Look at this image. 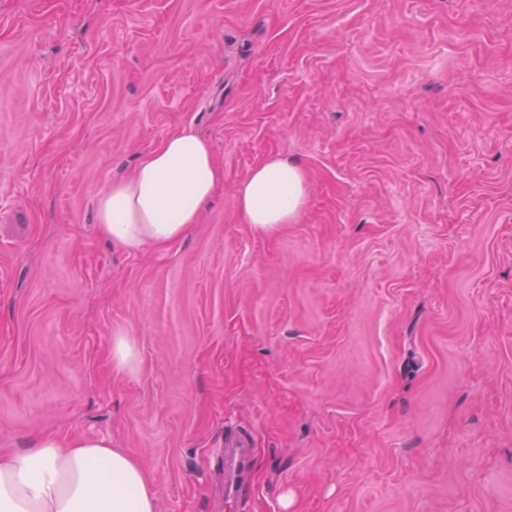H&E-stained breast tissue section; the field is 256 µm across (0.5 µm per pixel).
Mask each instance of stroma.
Instances as JSON below:
<instances>
[{
    "label": "stroma",
    "mask_w": 512,
    "mask_h": 512,
    "mask_svg": "<svg viewBox=\"0 0 512 512\" xmlns=\"http://www.w3.org/2000/svg\"><path fill=\"white\" fill-rule=\"evenodd\" d=\"M186 125L198 224L100 239ZM273 158L307 196L265 236ZM234 432L241 512H512V0H0V451L105 437L157 512H224ZM306 200V177L295 162L271 159L251 170L237 194L239 212L259 234L294 223ZM253 449L246 437L224 442V509L228 512L241 510L243 495L248 488Z\"/></svg>",
    "instance_id": "obj_1"
}]
</instances>
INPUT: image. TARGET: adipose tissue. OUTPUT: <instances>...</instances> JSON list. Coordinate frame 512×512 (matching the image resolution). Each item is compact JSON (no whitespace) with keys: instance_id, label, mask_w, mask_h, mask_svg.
<instances>
[{"instance_id":"1","label":"adipose tissue","mask_w":512,"mask_h":512,"mask_svg":"<svg viewBox=\"0 0 512 512\" xmlns=\"http://www.w3.org/2000/svg\"><path fill=\"white\" fill-rule=\"evenodd\" d=\"M223 177L210 143L182 127L98 195L96 233L130 254L178 242ZM305 200L303 168L278 158L253 168L237 194L260 234L294 223ZM0 512H156V495L144 465L111 440L42 435L0 453Z\"/></svg>"}]
</instances>
